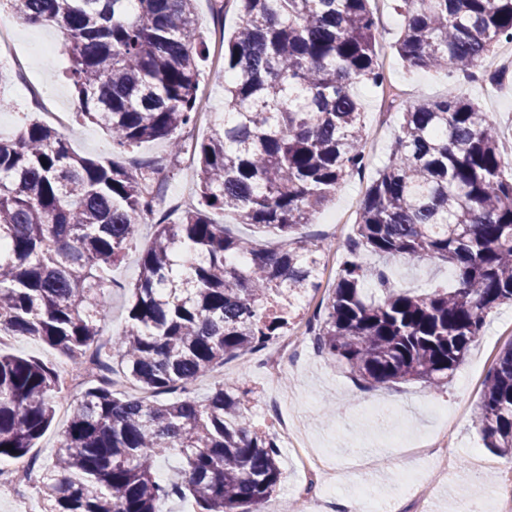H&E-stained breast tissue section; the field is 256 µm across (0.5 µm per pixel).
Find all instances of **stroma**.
I'll return each mask as SVG.
<instances>
[{
  "instance_id": "obj_1",
  "label": "stroma",
  "mask_w": 512,
  "mask_h": 512,
  "mask_svg": "<svg viewBox=\"0 0 512 512\" xmlns=\"http://www.w3.org/2000/svg\"><path fill=\"white\" fill-rule=\"evenodd\" d=\"M371 8L379 20L378 66L405 89V102L443 96L448 89L447 72L411 70L400 60L395 43L402 31L403 18L393 0H372ZM60 41L59 32L52 27L15 28L12 52L22 58L24 66L17 71L12 64L0 65V97L12 103L11 108L0 111V133L16 132L34 109L32 100L24 101L18 96L23 84H50L56 89V111L72 115L69 125L60 130L72 148L89 158L111 155L108 136L90 120L77 115L79 101L69 77L67 59L62 55L51 58L42 51L43 44L56 45ZM461 91L476 100L497 126L502 155H512V77L465 85ZM198 92L206 98L210 111L209 117L196 122L194 137L199 140L209 135L213 114L224 109V62L215 51H208L202 64ZM355 93L364 110L369 165L365 172L347 177L332 201L304 228L312 238L333 240L341 246L354 234L360 202L377 171L387 163L400 122L394 112L384 125H377L376 112L381 100L377 88L361 82L356 84ZM143 156L159 160L162 171L158 182L168 201L184 207L197 204L195 182L182 175L183 160L170 156L166 141H154L122 154L121 159L129 163ZM150 241V231L142 230L136 250L130 251L112 271L118 286L111 293L102 321V340H109L125 325L129 299L126 286L135 281L138 252ZM449 273L447 264L440 261L394 259L387 264L391 284L416 293L448 287ZM290 335L299 341L300 352L283 362L278 370L269 367L279 345L274 339L266 348L229 360L200 377L195 383L196 395L206 396L215 385L241 378L253 390V425L273 433L279 416L295 411L304 415L309 425V445L321 452L327 466H356V485L336 487V496H351L357 487H364L369 493L368 512H381L393 504L402 492L396 476L407 468L417 474L429 512H465L474 498L481 500L485 512H494L499 486L497 466L501 459L486 448L472 422V413L480 403L482 377L487 375L501 349L512 341V304L500 305L488 315L484 335L449 376L447 385L437 389L413 380L362 389L348 373L317 353L304 333L303 323H296ZM463 404L468 412L454 424L456 445L452 454L456 467L443 476L434 461L416 453L415 447L439 430L441 411L452 412Z\"/></svg>"
}]
</instances>
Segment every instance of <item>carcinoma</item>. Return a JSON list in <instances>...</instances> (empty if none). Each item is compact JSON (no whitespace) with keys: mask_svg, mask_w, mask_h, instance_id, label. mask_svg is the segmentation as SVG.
<instances>
[{"mask_svg":"<svg viewBox=\"0 0 512 512\" xmlns=\"http://www.w3.org/2000/svg\"><path fill=\"white\" fill-rule=\"evenodd\" d=\"M371 0H236L224 41V115L193 146L199 202L156 222L157 162L115 160L195 124L206 54L196 0H0L24 22L54 26L81 115L106 130L112 158L77 154L39 119L0 135V336H36L81 376L38 495L43 512H159L190 495L200 512H264L282 482L279 445L252 425L240 380L203 399L194 382L289 329L318 290L324 242L302 227L367 166L359 82L376 63ZM396 51L411 69L467 74L512 40V0H396ZM480 106L456 93L405 106L388 164L359 206L331 294L306 319L317 350L368 386L410 378L439 388L512 303V177ZM233 213L274 250L212 220ZM151 245L129 288L126 326L98 342L112 281L105 271L141 225ZM439 260L457 286L416 295L389 286L363 255ZM377 281L381 295L364 291ZM120 376L142 392L113 390ZM51 363L0 354V458L30 460L63 398ZM475 425L512 461V342L485 377ZM11 449H6V446ZM177 450L179 484L153 474Z\"/></svg>","mask_w":512,"mask_h":512,"instance_id":"obj_1","label":"carcinoma"}]
</instances>
